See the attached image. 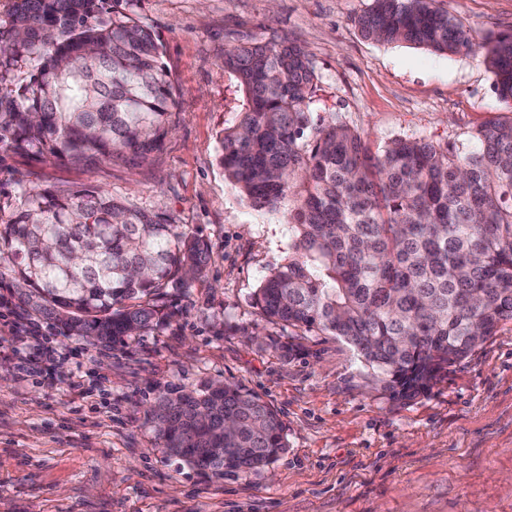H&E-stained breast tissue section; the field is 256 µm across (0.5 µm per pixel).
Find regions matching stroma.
<instances>
[{
  "mask_svg": "<svg viewBox=\"0 0 512 512\" xmlns=\"http://www.w3.org/2000/svg\"><path fill=\"white\" fill-rule=\"evenodd\" d=\"M372 0H138L176 87L152 163L90 168L0 150V210L32 186L91 184L207 240L204 276L163 329L108 347L44 323L48 353L14 340L0 368V512H512V321L430 391L384 394L336 337L267 323L252 295L288 253V210L250 207L224 178L220 138L239 97L226 48L290 40L315 67L317 110L371 149L418 139L472 148L507 115L484 50L512 33V0H435L481 48L440 54L365 38ZM295 344L293 355L281 348ZM233 382L280 415L288 448L248 475L163 454L147 413L164 387Z\"/></svg>",
  "mask_w": 512,
  "mask_h": 512,
  "instance_id": "35a3bbf8",
  "label": "stroma"
}]
</instances>
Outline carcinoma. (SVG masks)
<instances>
[{"label":"carcinoma","instance_id":"obj_1","mask_svg":"<svg viewBox=\"0 0 512 512\" xmlns=\"http://www.w3.org/2000/svg\"><path fill=\"white\" fill-rule=\"evenodd\" d=\"M136 2L12 0L0 17V148L79 167L161 150L175 87ZM355 25L382 43L476 50L433 0H373ZM486 59L512 102V34ZM224 70L242 96L220 138L225 178L254 207L294 201L288 256L253 294L265 321L341 339L400 401L512 321V116L481 126L471 150L394 139L374 155L359 132L314 116L315 68L296 43L232 46ZM208 259V243L168 216L92 185L32 187L0 214V303L65 336L117 346L171 324L182 314L171 298ZM149 421L164 452L215 475L255 472L287 448L279 415L230 382L171 389Z\"/></svg>","mask_w":512,"mask_h":512}]
</instances>
